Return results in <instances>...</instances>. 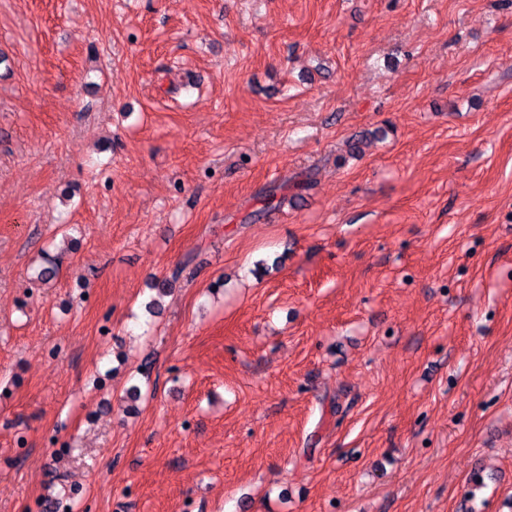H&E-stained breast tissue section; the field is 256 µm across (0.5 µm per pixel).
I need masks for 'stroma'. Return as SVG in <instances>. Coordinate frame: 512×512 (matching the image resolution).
<instances>
[{
    "label": "stroma",
    "mask_w": 512,
    "mask_h": 512,
    "mask_svg": "<svg viewBox=\"0 0 512 512\" xmlns=\"http://www.w3.org/2000/svg\"><path fill=\"white\" fill-rule=\"evenodd\" d=\"M63 488L512 512V0H0V512Z\"/></svg>",
    "instance_id": "stroma-1"
}]
</instances>
